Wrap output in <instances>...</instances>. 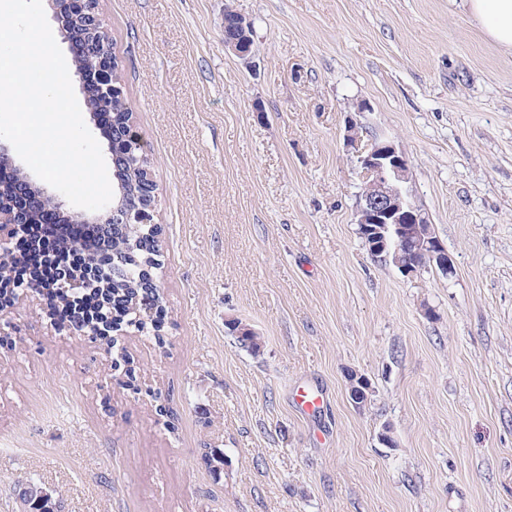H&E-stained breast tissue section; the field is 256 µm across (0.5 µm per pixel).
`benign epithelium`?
Returning <instances> with one entry per match:
<instances>
[{"label": "benign epithelium", "mask_w": 512, "mask_h": 512, "mask_svg": "<svg viewBox=\"0 0 512 512\" xmlns=\"http://www.w3.org/2000/svg\"><path fill=\"white\" fill-rule=\"evenodd\" d=\"M237 36L224 41V48L232 51L244 61L253 57L250 43L251 25L241 14L235 16ZM112 162H123L141 148L135 124L126 123L118 131L103 132ZM0 158L7 161L17 174V184L12 197L0 201V280L6 281L11 269L12 245L18 234L32 225L38 211H50L65 216L72 224H109L120 229L125 224H150L152 216L135 212L136 192L130 191L119 179L120 169L114 168L116 184L112 205L96 214L64 210L62 200L46 186L37 183L17 166L6 146L0 144ZM358 164L363 176L362 192L356 206V224L359 235L372 232L375 255L383 256L401 273L409 276L420 271L412 266L410 248H415L428 257L429 263L446 274L453 269V260L448 250L434 236L430 219L417 204L410 189V167L405 154L391 143H378L358 155ZM95 269L87 263L83 276L64 277L61 287L97 284L91 276ZM349 397L354 406L361 408L369 399L371 389L366 387V377L354 372L349 378ZM56 491L30 483L18 497L22 512H56Z\"/></svg>", "instance_id": "obj_1"}]
</instances>
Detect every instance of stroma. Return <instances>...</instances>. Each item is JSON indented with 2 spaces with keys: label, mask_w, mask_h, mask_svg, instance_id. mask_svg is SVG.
Instances as JSON below:
<instances>
[{
  "label": "stroma",
  "mask_w": 512,
  "mask_h": 512,
  "mask_svg": "<svg viewBox=\"0 0 512 512\" xmlns=\"http://www.w3.org/2000/svg\"><path fill=\"white\" fill-rule=\"evenodd\" d=\"M98 12L156 184L163 328L93 336L40 292L0 308V512L28 480L61 512H512V56L460 0ZM374 142L408 158L451 273L360 239ZM235 21L238 30L237 36L233 39L224 40V48L232 51L240 59L246 61V63H250L249 60L253 57L249 35L251 25L238 12L236 13Z\"/></svg>",
  "instance_id": "obj_1"
}]
</instances>
